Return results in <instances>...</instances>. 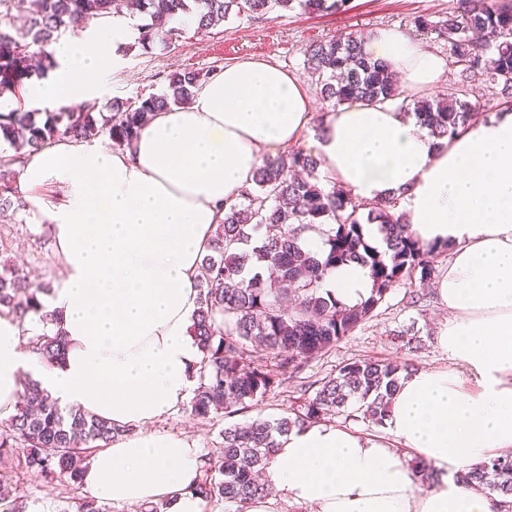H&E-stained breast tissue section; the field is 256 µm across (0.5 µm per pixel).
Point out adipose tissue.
<instances>
[{
  "mask_svg": "<svg viewBox=\"0 0 512 512\" xmlns=\"http://www.w3.org/2000/svg\"><path fill=\"white\" fill-rule=\"evenodd\" d=\"M129 21L108 16L52 46L60 69L29 85L49 107L104 104ZM366 53L387 62L409 94L439 85L444 60L400 29L376 32ZM312 96L297 75L262 59L224 67L190 105L156 116L112 149L67 137L17 166L26 210L50 231L61 285L44 297L61 318L66 358L45 365L27 344L40 330L0 307V423L26 379L66 407L120 433L81 483L115 504L204 512L193 441L158 430L183 404L201 353L190 334L200 263L227 205L251 187L266 156L301 147ZM322 169L362 201L393 198L421 244L448 243L433 283L448 311L436 343L449 366L404 373L382 434L328 422L297 428L261 473L270 494L248 512H512V497L458 481L512 453V108L437 144L394 104L343 105L315 142ZM323 287L353 306L372 290L368 269L336 268ZM433 469L419 485L409 465Z\"/></svg>",
  "mask_w": 512,
  "mask_h": 512,
  "instance_id": "ef3b65f1",
  "label": "adipose tissue"
}]
</instances>
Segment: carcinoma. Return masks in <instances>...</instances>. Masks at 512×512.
<instances>
[{
    "mask_svg": "<svg viewBox=\"0 0 512 512\" xmlns=\"http://www.w3.org/2000/svg\"><path fill=\"white\" fill-rule=\"evenodd\" d=\"M130 0H0V15L25 12L20 28L0 26V149L38 150L59 135L91 141L108 137L121 147L131 142L155 113L191 103L194 91L211 72L175 71L166 89L135 100L114 98L99 108L74 111L27 108L22 92L34 79H45L57 67L50 47L66 33L83 29L90 17L121 15ZM348 0H136L145 23L137 26L138 44H170L182 31L174 21L196 16L199 29L216 28L232 16L260 19L277 9L299 4L305 10L337 13ZM420 32L437 31L448 45L449 64L461 81L448 86L440 99L409 98L398 92L387 65L369 58L364 39L355 32L333 35L310 45L304 69L320 97L332 107L394 102L412 112L430 136L451 139L476 116L472 86L484 81L512 98V0H454L445 19L414 20ZM11 160L0 165V210L13 222L0 226V238H11L26 224L25 202L13 187ZM321 162L304 149L268 158L254 177L253 190L230 206L218 225L204 275L197 284L198 307L191 333L202 353L197 384L187 403L201 420L248 409L288 384L307 361L320 358L351 336L396 288L405 289L406 304L419 307L426 295L415 284L435 277V258L448 245L422 246L404 215L389 201L356 200L341 186H319ZM376 223L385 249L365 238L364 225ZM327 224L324 248L304 249V234ZM357 263L370 271V297L344 306L322 291L325 276L336 266ZM52 287L29 281L25 268L0 262V306L19 319L33 314L42 325L32 349L48 365L63 360L66 340L59 317L42 297ZM394 342L416 352L423 347L414 325L393 333ZM410 363L390 359H352L324 377L303 381V401L293 412L274 420L222 430L223 448L204 458L194 493L224 505V512H247L253 499L269 494L256 474L273 457L277 438L307 423L335 415L360 417L380 427L390 400ZM119 430L112 423L72 408H62L41 384L26 381L16 414L0 425V458L19 450L28 472L47 480L80 484L89 457L112 443ZM464 484H485L512 496V458L484 461L458 477ZM0 474V512H25L21 496L4 491Z\"/></svg>",
    "mask_w": 512,
    "mask_h": 512,
    "instance_id": "1",
    "label": "carcinoma"
}]
</instances>
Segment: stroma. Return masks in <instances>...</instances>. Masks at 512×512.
I'll use <instances>...</instances> for the list:
<instances>
[{"mask_svg":"<svg viewBox=\"0 0 512 512\" xmlns=\"http://www.w3.org/2000/svg\"><path fill=\"white\" fill-rule=\"evenodd\" d=\"M451 0H349L346 11L319 15L301 8L277 10L261 19H233L217 28L201 31L186 29L175 44H154L151 49L132 45L122 51L121 61L111 71L108 94L112 97L133 98L161 91L166 78L185 68L220 71L224 66L259 58L281 66L297 76H304V52L309 44L346 30L370 37L384 28L413 31L416 17L438 21L445 17ZM0 256L15 262L31 263L41 281L56 282L58 259L52 252L46 230L28 224L26 230L0 245ZM403 289L390 293L378 316L358 328L352 336L337 344L327 356L309 361L303 377L317 379L330 372L334 365L357 358H388L411 360L422 368L446 366L448 359L435 342L437 326L448 314L441 311L435 299H428L424 310L405 305ZM415 325L425 347L409 354L390 339L391 330ZM224 418L200 421L189 412L180 410L160 422L159 428L186 436L202 453H216L223 440ZM8 475L25 495L28 512H77L85 498L84 489L66 482L50 481L29 474L20 455L5 458L0 473Z\"/></svg>","mask_w":512,"mask_h":512,"instance_id":"1","label":"stroma"}]
</instances>
